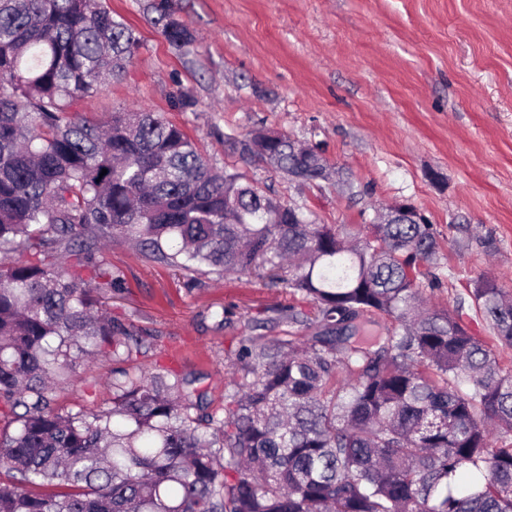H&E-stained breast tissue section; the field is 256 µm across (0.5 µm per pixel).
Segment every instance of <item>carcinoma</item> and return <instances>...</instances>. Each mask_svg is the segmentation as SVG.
Listing matches in <instances>:
<instances>
[{
  "instance_id": "1",
  "label": "carcinoma",
  "mask_w": 512,
  "mask_h": 512,
  "mask_svg": "<svg viewBox=\"0 0 512 512\" xmlns=\"http://www.w3.org/2000/svg\"><path fill=\"white\" fill-rule=\"evenodd\" d=\"M152 8L188 52L174 0ZM139 49L104 0H0V512H512V293L483 276L426 308L433 225L318 224L156 112L72 111ZM253 139L241 162L321 176L290 137ZM110 240L189 281L255 274L314 314L271 319L303 336L242 340L220 415L196 378L140 368L153 343L103 309L125 286ZM369 315L395 326L369 336ZM99 357L112 406L58 404ZM464 471L481 479L462 489Z\"/></svg>"
}]
</instances>
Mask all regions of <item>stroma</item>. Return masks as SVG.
<instances>
[{
    "instance_id": "stroma-1",
    "label": "stroma",
    "mask_w": 512,
    "mask_h": 512,
    "mask_svg": "<svg viewBox=\"0 0 512 512\" xmlns=\"http://www.w3.org/2000/svg\"><path fill=\"white\" fill-rule=\"evenodd\" d=\"M151 2L106 0L142 47L122 79L77 102L80 116L160 113L220 170L238 162L225 135L287 134L341 180L298 183L261 161L246 166L248 178L321 224L415 206L439 245L438 280L423 291L430 306H454L481 276L512 289V0H180L178 17L195 33L185 54L160 35ZM180 89L192 110L176 105ZM105 256L125 273L113 314L153 337L143 368L199 377L213 408L244 337L288 334L253 326L295 302L268 282L203 275L191 285L119 241ZM111 379V360L98 358L57 397L105 407Z\"/></svg>"
}]
</instances>
